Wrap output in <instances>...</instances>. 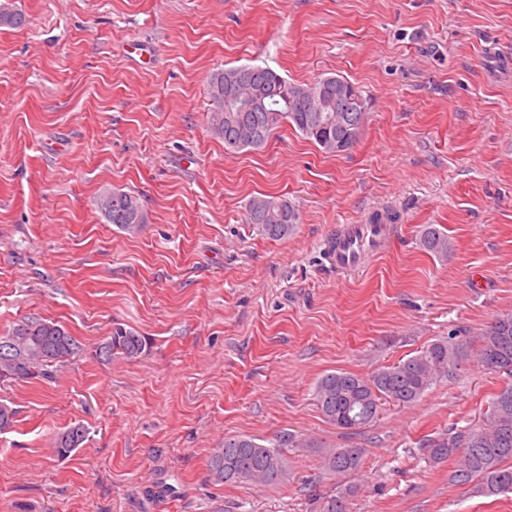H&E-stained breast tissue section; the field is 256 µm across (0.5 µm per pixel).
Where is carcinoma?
<instances>
[{
    "label": "carcinoma",
    "instance_id": "1",
    "mask_svg": "<svg viewBox=\"0 0 512 512\" xmlns=\"http://www.w3.org/2000/svg\"><path fill=\"white\" fill-rule=\"evenodd\" d=\"M211 131L224 140V150L236 154L259 150L275 130L288 125L315 142L323 152L336 153V146L352 148L359 139L368 107L362 91L340 76H326L313 83L291 81L270 67L235 65L215 71L208 79ZM107 221L128 233H137L148 223L139 197L114 190L101 204ZM245 221L261 235L286 239L301 223L299 210L283 196L259 194L246 206ZM420 246L440 257H448V236L428 226ZM474 346L467 336L453 334L428 344L416 354L382 367L367 377L332 371L318 378L314 396L328 421L343 430L366 427L380 412L381 401L403 405L417 402L440 378L452 376L475 362L483 369L512 372V313L497 317L478 336ZM147 349L145 337L118 326L97 343L94 355L110 360L115 354L134 360ZM81 343L54 321L26 318L0 335V382L19 379H52L59 368L79 356ZM87 440V429L77 423L58 431L53 451L69 457ZM293 443L287 436L266 445L251 436L224 439L209 456L214 480L236 484L254 482L271 485L288 472L283 448ZM428 458L441 463L455 461L451 480L470 485L480 496L512 490V386L499 391L490 401L484 418L472 426L450 429L424 444ZM356 448H326L325 469L333 475H349L361 465ZM348 486L330 496L320 512H346Z\"/></svg>",
    "mask_w": 512,
    "mask_h": 512
}]
</instances>
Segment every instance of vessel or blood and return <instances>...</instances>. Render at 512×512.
I'll use <instances>...</instances> for the list:
<instances>
[{
    "mask_svg": "<svg viewBox=\"0 0 512 512\" xmlns=\"http://www.w3.org/2000/svg\"><path fill=\"white\" fill-rule=\"evenodd\" d=\"M386 227V221L380 218L364 224L338 225L327 246L330 264L339 271L365 266L381 252L387 240Z\"/></svg>",
    "mask_w": 512,
    "mask_h": 512,
    "instance_id": "b4317fda",
    "label": "vessel or blood"
}]
</instances>
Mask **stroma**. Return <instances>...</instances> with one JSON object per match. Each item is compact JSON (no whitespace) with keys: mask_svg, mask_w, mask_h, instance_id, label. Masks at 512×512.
I'll return each mask as SVG.
<instances>
[{"mask_svg":"<svg viewBox=\"0 0 512 512\" xmlns=\"http://www.w3.org/2000/svg\"><path fill=\"white\" fill-rule=\"evenodd\" d=\"M0 334L27 317L83 346L52 380L0 383V512H512V492L452 482L426 439L480 421L512 373L470 364L411 405L346 431L314 399L331 371L369 376L512 313V0H0ZM270 66L348 79L368 100L357 144L330 155L289 126L224 152L207 78ZM138 195L148 222L109 224L99 195ZM300 211L287 239L244 221L248 200ZM375 209L389 241L343 274L325 247ZM448 235L442 259L426 226ZM141 358L98 361L113 327ZM80 423L70 457L55 433ZM290 435L274 485L219 484L212 448ZM358 448L339 478L322 449ZM420 246L439 258H447L448 252L452 248L448 236L432 226H427L424 229L420 237ZM87 429L80 423L58 431L53 438V451L60 458L69 457L87 440Z\"/></svg>","mask_w":512,"mask_h":512,"instance_id":"obj_1","label":"stroma"}]
</instances>
